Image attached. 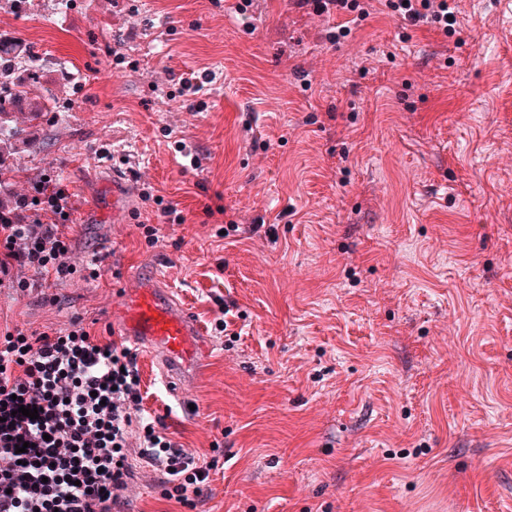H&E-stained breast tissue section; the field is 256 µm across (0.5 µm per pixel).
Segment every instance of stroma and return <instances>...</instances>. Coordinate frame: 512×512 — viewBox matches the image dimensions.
<instances>
[{
    "mask_svg": "<svg viewBox=\"0 0 512 512\" xmlns=\"http://www.w3.org/2000/svg\"><path fill=\"white\" fill-rule=\"evenodd\" d=\"M237 2L0 0L32 97L61 103L10 189L67 188L79 270L0 282V326L111 338L122 288L159 266L239 335L212 337L186 409L139 354L145 409L218 462L203 512H512V0H457L448 35L383 0L355 22Z\"/></svg>",
    "mask_w": 512,
    "mask_h": 512,
    "instance_id": "stroma-1",
    "label": "stroma"
}]
</instances>
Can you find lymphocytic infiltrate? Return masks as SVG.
Here are the masks:
<instances>
[{
	"label": "lymphocytic infiltrate",
	"instance_id": "lymphocytic-infiltrate-1",
	"mask_svg": "<svg viewBox=\"0 0 512 512\" xmlns=\"http://www.w3.org/2000/svg\"><path fill=\"white\" fill-rule=\"evenodd\" d=\"M403 24L451 27L456 0H385ZM20 206L30 219L0 224V279L17 291L77 272L68 234L71 196L42 181ZM54 216L40 223L39 213ZM34 270L35 278L25 277ZM137 348L103 342L81 318L51 332H0V512H127L136 468L162 496L195 512L217 468L174 441L143 408ZM37 409V418L23 409Z\"/></svg>",
	"mask_w": 512,
	"mask_h": 512
}]
</instances>
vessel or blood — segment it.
<instances>
[{
	"instance_id": "vessel-or-blood-1",
	"label": "vessel or blood",
	"mask_w": 512,
	"mask_h": 512,
	"mask_svg": "<svg viewBox=\"0 0 512 512\" xmlns=\"http://www.w3.org/2000/svg\"><path fill=\"white\" fill-rule=\"evenodd\" d=\"M116 315L125 335L159 354V385L179 406H186L185 387L208 353L206 333L193 313L152 272L135 277L125 288Z\"/></svg>"
}]
</instances>
